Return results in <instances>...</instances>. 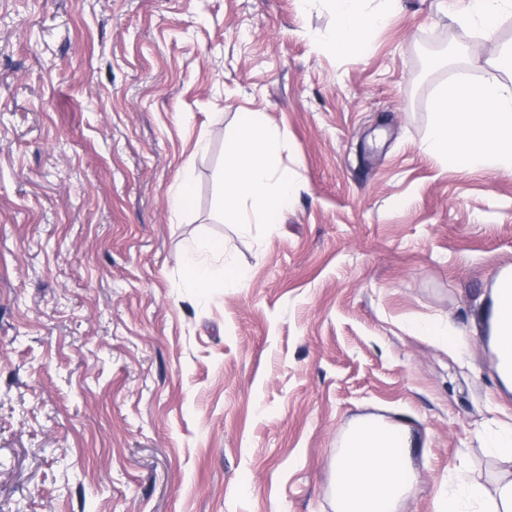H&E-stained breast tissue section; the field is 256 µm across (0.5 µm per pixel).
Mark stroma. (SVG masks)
<instances>
[{
  "instance_id": "stroma-1",
  "label": "stroma",
  "mask_w": 512,
  "mask_h": 512,
  "mask_svg": "<svg viewBox=\"0 0 512 512\" xmlns=\"http://www.w3.org/2000/svg\"><path fill=\"white\" fill-rule=\"evenodd\" d=\"M449 5L400 0L353 55L329 0H0V512H336L332 460L371 416L403 437L397 512H438L459 465L505 471L483 301L512 175L424 146L512 15L485 38ZM242 112L296 174L269 224L223 217ZM202 238L239 287H194ZM438 320L462 362L410 330ZM193 177L190 170H184L177 180L170 198L172 208L176 210H184L190 205L192 197ZM203 252L223 255L224 243L198 240L186 253V266L196 288H211L215 279V272L210 266L198 261L197 255ZM483 445L489 455L512 463V415L511 422L491 419V426L483 435Z\"/></svg>"
}]
</instances>
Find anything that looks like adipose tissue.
Segmentation results:
<instances>
[{"instance_id": "adipose-tissue-1", "label": "adipose tissue", "mask_w": 512, "mask_h": 512, "mask_svg": "<svg viewBox=\"0 0 512 512\" xmlns=\"http://www.w3.org/2000/svg\"><path fill=\"white\" fill-rule=\"evenodd\" d=\"M336 26L331 44L364 51L369 34L388 20L393 0H332ZM512 0H468L460 21L494 34ZM279 139L260 114L240 115L237 133L224 142V211L238 224H257L285 209L295 174L274 158ZM431 157L460 170L489 168L512 174V84L489 75L482 84H453L433 103L426 141ZM486 319L499 382L512 390V268L498 271ZM402 438L387 423L368 418L355 426L347 446L332 461L337 512H395L408 488ZM444 512H512V477L486 488L464 469L448 475Z\"/></svg>"}]
</instances>
